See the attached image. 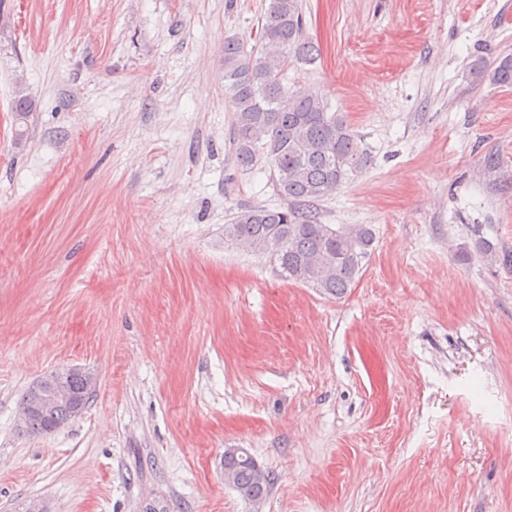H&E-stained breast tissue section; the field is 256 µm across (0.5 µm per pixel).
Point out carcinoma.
I'll use <instances>...</instances> for the list:
<instances>
[{
  "label": "carcinoma",
  "mask_w": 512,
  "mask_h": 512,
  "mask_svg": "<svg viewBox=\"0 0 512 512\" xmlns=\"http://www.w3.org/2000/svg\"><path fill=\"white\" fill-rule=\"evenodd\" d=\"M317 46L306 34L301 0H269L260 24L259 43L237 35L224 40L225 90L234 108L233 148L236 164L251 169L260 162L271 166L278 194L286 206L250 207L224 225L225 237L266 253L288 279L308 284L321 293H346L370 255L374 235L363 225L334 228L323 224L313 206L338 189L363 164L355 135L340 112H332L323 96L300 83L284 84L288 66L315 59ZM473 72L495 85L512 86V58L496 66L482 59ZM35 103L17 83L11 111L16 136L26 134ZM73 417L68 401L58 402L48 414L34 412L19 430L30 436L47 433ZM255 462L224 460L230 480L243 498L259 503L270 483L254 478Z\"/></svg>",
  "instance_id": "cac0c4a2"
}]
</instances>
